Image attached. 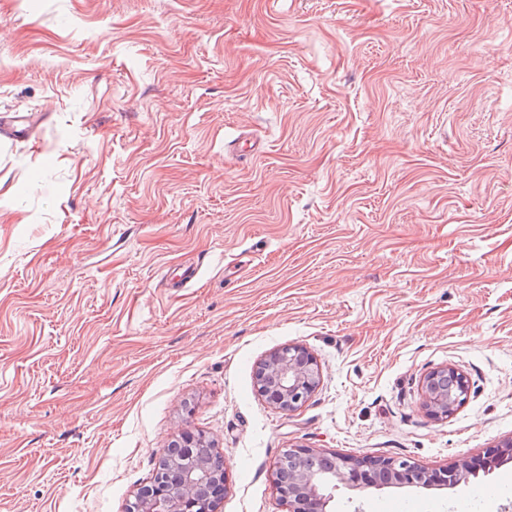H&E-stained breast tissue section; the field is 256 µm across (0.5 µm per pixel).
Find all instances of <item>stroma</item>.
Masks as SVG:
<instances>
[{"instance_id":"35a3bbf8","label":"stroma","mask_w":512,"mask_h":512,"mask_svg":"<svg viewBox=\"0 0 512 512\" xmlns=\"http://www.w3.org/2000/svg\"><path fill=\"white\" fill-rule=\"evenodd\" d=\"M11 111L41 122L0 139V512H125L186 431L218 512H288V448L512 440V0H0ZM288 345L321 370L291 413L255 385ZM491 460L329 508L512 512ZM457 376L456 381H448ZM426 406L429 415L437 419L447 418L455 407L464 403L469 393L465 376L452 368L436 369L424 379Z\"/></svg>"}]
</instances>
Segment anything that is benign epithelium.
<instances>
[{
    "label": "benign epithelium",
    "mask_w": 512,
    "mask_h": 512,
    "mask_svg": "<svg viewBox=\"0 0 512 512\" xmlns=\"http://www.w3.org/2000/svg\"><path fill=\"white\" fill-rule=\"evenodd\" d=\"M316 360L296 346L279 348L257 365L256 386L280 410L290 412L308 400L320 383ZM426 406L437 419L448 417L465 402L469 385L452 368L436 369L424 379ZM203 437H188L176 455L163 456L161 471L173 478L152 481L126 504L125 512H217L225 492V474L215 471L198 455ZM294 462L286 478L276 477V490L289 512H329L332 491L339 486L352 490L389 487L393 484L427 488L454 486L469 479L467 463L439 471L419 468L407 460H352L327 457L315 448H291Z\"/></svg>",
    "instance_id": "obj_1"
}]
</instances>
